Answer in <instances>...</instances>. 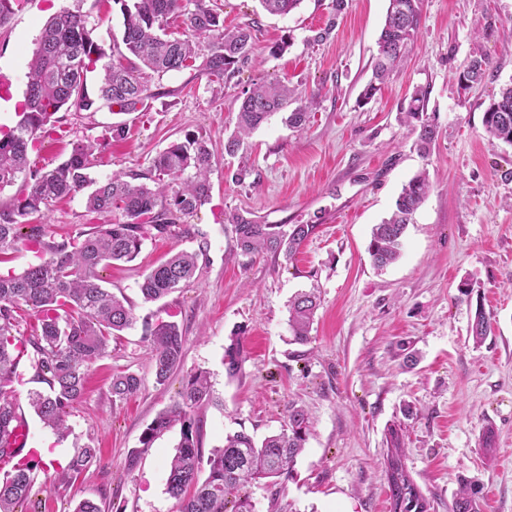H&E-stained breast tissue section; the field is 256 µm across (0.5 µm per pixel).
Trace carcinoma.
Listing matches in <instances>:
<instances>
[{"instance_id":"carcinoma-1","label":"carcinoma","mask_w":512,"mask_h":512,"mask_svg":"<svg viewBox=\"0 0 512 512\" xmlns=\"http://www.w3.org/2000/svg\"><path fill=\"white\" fill-rule=\"evenodd\" d=\"M121 4L122 44H113L117 59H107L105 49L92 37L97 23L78 9L63 8L42 27L36 39L33 59L26 73V93L22 117L16 127L0 136V191L23 180L25 189L0 206V255L26 246L38 262L22 273L0 275V456L19 419L13 401L14 385L24 381L19 371L25 362L34 370L33 379L46 385L28 394L29 406L44 426L65 429L67 417L81 399L89 366L102 357L112 337L133 322L132 309L99 283L98 268L114 262H131L141 250L147 228L163 234L181 218L205 204L211 192L209 173L212 153L205 140L196 138L173 143L153 159L158 172L155 186L132 183L121 175L101 182L91 177L95 143L78 141L62 163L41 169L29 159V146L37 133L54 127L56 114L67 112H138L154 97L143 70L162 77L172 71L199 70L212 82H224V75L238 69L253 51L250 26L224 29V19L211 0H115ZM272 15H287L303 0H259ZM420 0H389L383 28L378 38L370 82L361 98L370 100L389 75L405 61L417 33ZM181 20L185 34L173 36L171 22ZM207 53L196 64L201 41ZM103 70L95 91L88 90V74ZM491 73L483 56L472 57L458 74L464 90L482 83ZM294 91L278 81L256 83L245 92L237 126L226 149L232 152L243 137L274 113L288 107ZM429 90L414 88L403 122L417 134L422 153L430 150L437 127L424 119ZM316 96L288 113L286 124L297 129L309 119ZM484 131L489 139L512 147V81L490 99L484 111ZM430 190L424 171L402 188L389 218L374 225L368 246L373 263L384 268L401 256L408 224ZM83 194L92 213L118 209L124 221L100 224L89 233L60 240L33 220L56 199ZM232 224L237 247L245 256L283 254L291 259L315 224H294L284 231L279 224H259L240 213L227 218ZM197 252L179 251L151 269L140 284L144 301L155 302L191 283ZM318 297L313 292L294 297L288 307V323L293 341L309 339ZM32 312L36 324L28 327L23 312ZM491 313L476 305L469 332L479 345L492 332ZM144 336L151 346L156 382L166 384L180 366L184 335L177 322L156 319L144 323ZM247 358L245 337L230 336L224 350L229 376H236ZM140 379L133 373L112 377V397L126 400L134 396ZM210 372L197 369L182 380L179 399L151 422L140 439V447L128 451L126 469L134 470L154 441L175 426L180 440L168 465L166 493L176 501L177 512H253L248 485L264 479L292 477L297 457L306 446L312 422L301 407L288 410L281 432L256 442L245 432L224 438V446L207 457L202 453L199 426L192 412L213 403ZM100 449L86 444L71 457L67 466L49 483L56 494L70 487L87 468L99 464ZM387 482L390 512H431L430 500L411 478L404 463L397 430H390L387 448ZM42 460L21 457L0 478V512H15L27 501L36 484V470ZM208 475L201 478L203 467ZM448 512H483L472 482L461 481Z\"/></svg>"}]
</instances>
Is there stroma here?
<instances>
[{"mask_svg": "<svg viewBox=\"0 0 512 512\" xmlns=\"http://www.w3.org/2000/svg\"><path fill=\"white\" fill-rule=\"evenodd\" d=\"M72 0H25L0 28V93L19 101L35 40L46 20ZM225 27L251 24L249 60L224 83L189 70L151 77L141 112H66L60 131L38 138L32 161L51 169L71 144L98 142L92 177L153 175V158L170 143L204 138L213 154L210 198L182 218L172 234H148L131 262L101 270L104 288L126 298L133 324L115 336L89 368L80 403L54 434L27 404L17 406L27 445L42 456L69 458L86 443L102 451L62 494L43 497L37 512H72L94 498L108 512H176L165 491L167 461L180 438H157L134 470L129 449L178 398L184 373L211 374L215 402L194 412L203 451L243 431L255 439L280 432L291 405L313 423L292 478L250 488L255 512H389L386 453L398 430L405 465L430 499L448 512L460 478L473 481L485 512H512V148L490 141L483 113L500 85L512 80V0H421L418 34L404 64L369 101L360 93L371 76L389 0H303L285 16L258 0H216ZM103 47L122 37L116 0H82ZM475 55L493 71L462 89L457 73ZM277 77L299 96L318 93L308 125L288 128L268 118L235 154L233 133L241 92ZM429 90L427 115L438 139L421 156L401 120L414 87ZM125 123L124 139L108 140ZM428 170L430 192L407 228L400 259L376 269L367 247L373 225L391 212L403 185ZM244 182H235L238 172ZM263 224L316 223L293 259L247 257L236 246L228 212ZM120 212L88 213L82 196L58 200L45 222L54 236L76 235ZM200 252L190 286L153 302L139 290L143 276L170 254ZM470 282L494 318L491 336L474 345L472 305L458 287ZM316 290L320 306L305 344L292 341L288 304ZM174 317L185 336L184 357L168 383L157 384L145 319ZM246 338L241 373L228 377L224 349L232 334ZM137 374L133 397L113 398L114 374ZM493 428L497 454L486 461L479 440Z\"/></svg>", "mask_w": 512, "mask_h": 512, "instance_id": "stroma-1", "label": "stroma"}]
</instances>
